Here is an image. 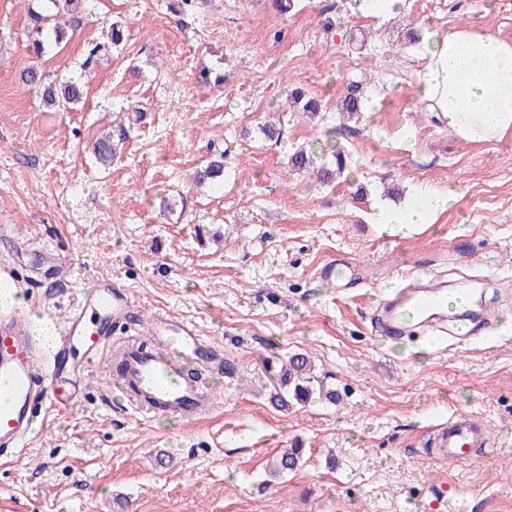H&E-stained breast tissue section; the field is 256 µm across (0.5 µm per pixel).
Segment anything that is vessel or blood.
I'll list each match as a JSON object with an SVG mask.
<instances>
[{
  "mask_svg": "<svg viewBox=\"0 0 512 512\" xmlns=\"http://www.w3.org/2000/svg\"><path fill=\"white\" fill-rule=\"evenodd\" d=\"M448 306V293L421 284L378 305L373 329L396 336L402 322L419 320L436 332ZM136 306L127 289L112 279L96 280L64 322L53 345H45L35 323L39 312L23 314L18 307L0 306V462L20 460L25 439L39 417L75 409L88 385L90 367L112 342L117 330L134 322ZM97 316L88 326L87 312ZM152 349L129 356L116 385L136 407L148 413L193 421L208 413L212 393L187 373L188 365L221 368L222 361L186 318L157 315ZM482 425L459 415L448 423L449 464L470 461V450L487 444Z\"/></svg>",
  "mask_w": 512,
  "mask_h": 512,
  "instance_id": "1",
  "label": "vessel or blood"
}]
</instances>
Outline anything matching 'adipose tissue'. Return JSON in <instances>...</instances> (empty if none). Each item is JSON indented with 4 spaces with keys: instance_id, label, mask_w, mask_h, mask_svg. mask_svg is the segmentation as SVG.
<instances>
[{
    "instance_id": "1",
    "label": "adipose tissue",
    "mask_w": 512,
    "mask_h": 512,
    "mask_svg": "<svg viewBox=\"0 0 512 512\" xmlns=\"http://www.w3.org/2000/svg\"><path fill=\"white\" fill-rule=\"evenodd\" d=\"M417 93L449 130L471 143L512 136V41L461 26L429 32ZM450 195L415 189L399 210L378 209L381 224H431Z\"/></svg>"
}]
</instances>
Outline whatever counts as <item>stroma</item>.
<instances>
[{"instance_id": "1", "label": "stroma", "mask_w": 512, "mask_h": 512, "mask_svg": "<svg viewBox=\"0 0 512 512\" xmlns=\"http://www.w3.org/2000/svg\"><path fill=\"white\" fill-rule=\"evenodd\" d=\"M27 8L0 0V225L12 228L0 266L32 283L67 258L69 280L37 304L45 320L109 278L132 296L141 336L155 312L192 319L232 372L214 381L212 411L184 423L130 405L100 360L78 409L0 464V512H421L433 486L454 490L451 512H512V136L468 144L426 112L413 40L425 26L512 39V0H397L383 21L352 0L284 13L271 0H83L40 58ZM113 23L122 45L88 60ZM86 62L77 112L42 108L20 79L35 64L62 81ZM352 77L364 102L346 119ZM297 87L321 117L289 105ZM118 125L127 137L100 164L93 145ZM299 146L314 155L303 172L288 167ZM336 150L347 167L321 184ZM219 151L223 185L195 184ZM416 186L455 200L433 224L375 223L379 203L400 206ZM404 272L475 289L492 327L376 337L374 309ZM297 352L325 393L280 411L275 374ZM460 411L489 442L452 466L444 434ZM292 445L307 463L263 485Z\"/></svg>"}]
</instances>
